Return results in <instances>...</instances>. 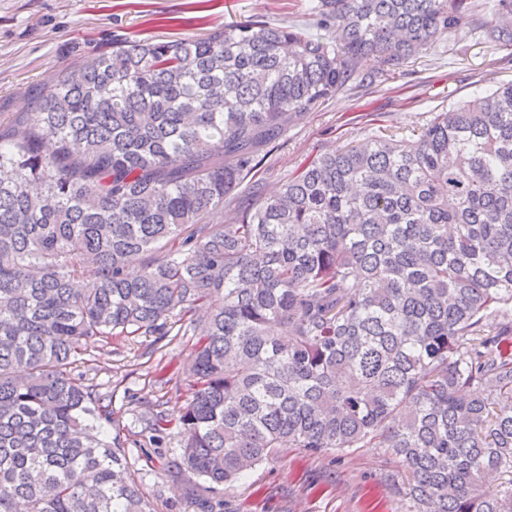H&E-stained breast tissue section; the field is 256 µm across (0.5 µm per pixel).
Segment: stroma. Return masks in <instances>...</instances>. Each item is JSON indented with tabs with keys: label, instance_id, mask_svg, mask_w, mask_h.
<instances>
[{
	"label": "stroma",
	"instance_id": "stroma-1",
	"mask_svg": "<svg viewBox=\"0 0 512 512\" xmlns=\"http://www.w3.org/2000/svg\"><path fill=\"white\" fill-rule=\"evenodd\" d=\"M262 19L319 35L309 0H0V113L27 112L45 84L66 67L111 52L126 39L201 38L225 25ZM361 81L297 117L268 148L255 175L264 193L278 191L313 157L365 142L379 133L408 136L434 112L512 82V47L478 41L471 29L437 49L381 72L361 61ZM194 336L88 340L77 374L112 398L105 435L125 439L126 471L156 512H197L189 485L223 500L224 512H405L406 477L382 448L318 454L282 447L237 481L209 490L203 478L180 473L177 440L145 444L146 422L165 403L176 412L185 391L175 370ZM165 372H157V365Z\"/></svg>",
	"mask_w": 512,
	"mask_h": 512
}]
</instances>
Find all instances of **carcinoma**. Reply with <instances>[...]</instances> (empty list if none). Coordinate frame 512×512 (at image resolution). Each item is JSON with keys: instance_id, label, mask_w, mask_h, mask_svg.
<instances>
[{"instance_id": "1", "label": "carcinoma", "mask_w": 512, "mask_h": 512, "mask_svg": "<svg viewBox=\"0 0 512 512\" xmlns=\"http://www.w3.org/2000/svg\"><path fill=\"white\" fill-rule=\"evenodd\" d=\"M470 0H312L327 33L249 20L127 40L0 120V512H155L103 435L83 341L199 332L182 469L230 483L289 446L384 448L407 512H512V84L412 139L326 153L224 222L295 117L475 23ZM485 37L512 46V0ZM500 490L486 493L487 481Z\"/></svg>"}]
</instances>
